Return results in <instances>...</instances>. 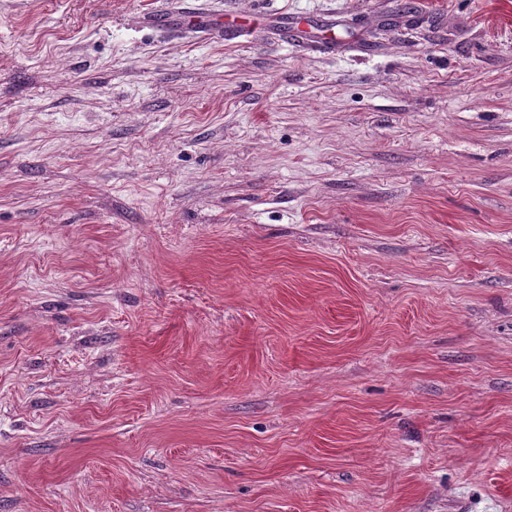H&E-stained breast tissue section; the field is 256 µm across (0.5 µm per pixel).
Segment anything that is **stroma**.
<instances>
[{"instance_id":"stroma-1","label":"stroma","mask_w":512,"mask_h":512,"mask_svg":"<svg viewBox=\"0 0 512 512\" xmlns=\"http://www.w3.org/2000/svg\"><path fill=\"white\" fill-rule=\"evenodd\" d=\"M151 3L0 0V512H512V0ZM159 1L162 2V6L149 11L144 17L145 24L159 34L179 33L192 37H207L217 34L223 38L224 35H232L236 38L242 36L246 31L243 23H238V20L233 19L228 25L225 24L224 15L212 19L211 22H205V24L192 21L191 25L180 26L176 18L180 11L184 15V10L180 7L182 3L179 0Z\"/></svg>"}]
</instances>
